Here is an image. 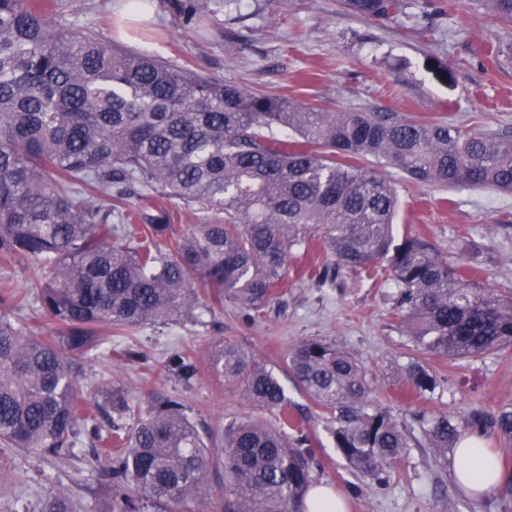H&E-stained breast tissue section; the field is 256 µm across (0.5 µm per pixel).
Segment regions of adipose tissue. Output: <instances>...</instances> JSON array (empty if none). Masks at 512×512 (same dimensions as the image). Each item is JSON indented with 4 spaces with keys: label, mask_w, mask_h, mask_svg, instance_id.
Here are the masks:
<instances>
[{
    "label": "adipose tissue",
    "mask_w": 512,
    "mask_h": 512,
    "mask_svg": "<svg viewBox=\"0 0 512 512\" xmlns=\"http://www.w3.org/2000/svg\"><path fill=\"white\" fill-rule=\"evenodd\" d=\"M486 442V436L468 432L455 452L452 478L477 498L495 492L504 477L499 454L487 449Z\"/></svg>",
    "instance_id": "adipose-tissue-1"
}]
</instances>
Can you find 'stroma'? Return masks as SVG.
Instances as JSON below:
<instances>
[{
    "mask_svg": "<svg viewBox=\"0 0 512 512\" xmlns=\"http://www.w3.org/2000/svg\"><path fill=\"white\" fill-rule=\"evenodd\" d=\"M58 2L53 22L97 30L105 39L252 92L512 136V65L493 66L485 55L491 44L512 42V23L500 21L483 0H403L405 11L395 19L360 16L348 0H235L220 8L203 38L182 29L157 0L135 17L124 12L121 0ZM383 173L399 191L396 233L421 234L452 259L473 257L484 269L481 286L512 297V193L411 184L389 167ZM324 260L317 247L299 258L297 270L260 314L246 315L228 301L195 321L113 334V343L132 346L137 356L87 360L88 401L104 402L119 386L139 415L153 395L175 396L216 437L239 418L275 423L276 413L248 402L238 385L216 380L208 360L212 343L224 338L251 350L279 379L315 451L314 483L341 491L352 512H512V444L493 435L489 445L502 455L506 478L479 501L453 482V455H436L425 444L411 448L384 481L350 469L319 409L285 370L283 359L294 344H336L367 372L372 399L399 419L421 406L462 423L475 412L494 415L512 407V348L460 360L420 354L396 316V288L346 273L332 284L301 275L302 267ZM179 349L189 351L199 367L187 382L162 367ZM414 359L438 383L423 400L397 378L400 366ZM90 459L86 442L49 461L0 448V512H41L59 488L70 492L77 512H103L108 500L89 492L99 478Z\"/></svg>",
    "mask_w": 512,
    "mask_h": 512,
    "instance_id": "35a3bbf8",
    "label": "stroma"
}]
</instances>
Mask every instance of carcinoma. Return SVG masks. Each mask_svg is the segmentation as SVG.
<instances>
[{
	"label": "carcinoma",
	"instance_id": "1",
	"mask_svg": "<svg viewBox=\"0 0 512 512\" xmlns=\"http://www.w3.org/2000/svg\"><path fill=\"white\" fill-rule=\"evenodd\" d=\"M194 31L220 0H159ZM356 13L393 18L402 0H348ZM53 0H0V267L20 273L22 293L0 291V444L47 460L91 439L106 512H170L208 495L210 437L180 399L131 406L112 388L113 419L86 406L82 363L105 344L103 328L128 329L193 318L232 299L259 312L288 276L291 259L318 235L331 264L321 282L347 270L382 272L400 290L405 335L450 359L512 346V298L482 288L477 269L436 252L421 236L397 238L396 186L357 164L365 157L418 183L512 192V137L470 133L397 112H332L274 94L249 92L50 21ZM137 193L140 206L123 207ZM192 204L202 224L173 233L154 199ZM126 226L113 234L112 220ZM49 317L44 336L13 314L29 303ZM209 363L282 428L251 418L224 426L220 448L230 476L224 512H305L313 451L288 418L278 379L243 347L220 341ZM291 378L327 414L334 445L353 471L380 478L407 458L415 437L392 411L369 400L355 359L320 339L294 345ZM164 369L188 382L191 355ZM418 394L435 378L420 363L399 370ZM98 413L107 422L89 424ZM429 447L457 445L446 414L413 413ZM466 430L512 442V410L473 416ZM46 512H74L70 495Z\"/></svg>",
	"mask_w": 512,
	"mask_h": 512
}]
</instances>
